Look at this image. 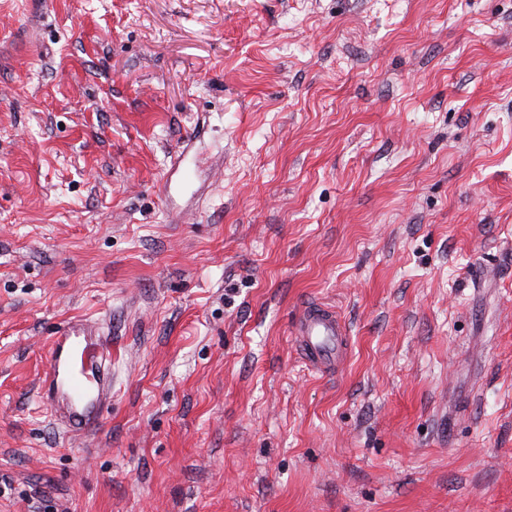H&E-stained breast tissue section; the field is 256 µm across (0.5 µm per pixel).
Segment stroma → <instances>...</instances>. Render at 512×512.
<instances>
[{"mask_svg": "<svg viewBox=\"0 0 512 512\" xmlns=\"http://www.w3.org/2000/svg\"><path fill=\"white\" fill-rule=\"evenodd\" d=\"M0 512H512V0H0ZM295 342L301 358L322 375L334 373L347 354V336L336 313L308 302L295 326ZM95 325L69 320L52 336L40 388L41 399L67 434L95 431L112 404V371L104 366V352L112 347Z\"/></svg>", "mask_w": 512, "mask_h": 512, "instance_id": "obj_1", "label": "stroma"}]
</instances>
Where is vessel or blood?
<instances>
[{"instance_id":"vessel-or-blood-1","label":"vessel or blood","mask_w":512,"mask_h":512,"mask_svg":"<svg viewBox=\"0 0 512 512\" xmlns=\"http://www.w3.org/2000/svg\"><path fill=\"white\" fill-rule=\"evenodd\" d=\"M301 358L320 374L334 373L347 354V336L336 314L310 302L303 306L295 326ZM108 340L84 320H70L52 338L41 398L66 433L95 431L112 403V372L105 367Z\"/></svg>"}]
</instances>
